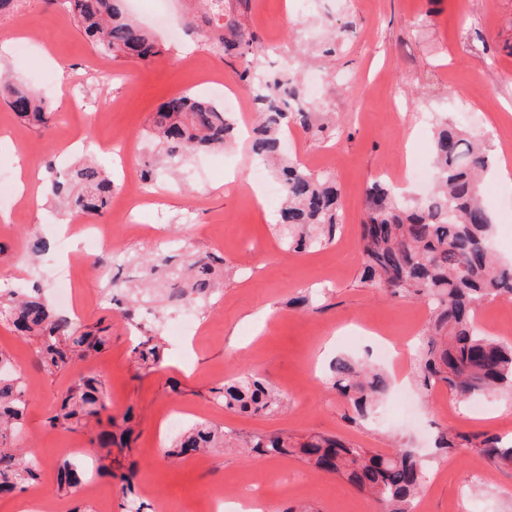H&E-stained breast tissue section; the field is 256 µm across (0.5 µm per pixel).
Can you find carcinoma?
Masks as SVG:
<instances>
[{
  "label": "carcinoma",
  "instance_id": "obj_1",
  "mask_svg": "<svg viewBox=\"0 0 512 512\" xmlns=\"http://www.w3.org/2000/svg\"><path fill=\"white\" fill-rule=\"evenodd\" d=\"M63 6L92 46L115 58L137 57L151 61L161 55L154 39L129 17L126 0H49ZM185 29L202 35L214 48L247 56L260 49L258 37L232 10L230 0H193L190 13L178 19ZM254 98L258 124L249 142L252 157L269 168L280 182V223L274 225L281 242L295 251H312L331 243L340 226V190L329 173H314L288 154L286 133L294 124L326 139L336 129L316 103L303 99V90L289 79L265 72L248 60L237 72ZM0 96L18 116L35 125L47 123L48 102L28 86L0 77ZM236 117L203 96L186 93L163 101L156 111L150 137L159 153L177 162L187 155L224 149L236 139ZM434 186L429 195L412 205L403 204L392 188L375 180L367 189V212L360 224L362 277L393 296H413L425 302L431 317L426 345L415 360L416 386L430 390L437 384L459 400L512 389V346L487 335L475 319L485 301L512 295V262L499 260L491 246L493 221L486 209L481 185L490 168L483 141L448 119L433 117ZM112 178L95 162L85 161L55 178L50 195L70 211L102 218L112 198ZM171 256L155 253L141 264L145 282L133 288L113 285V295L125 302L122 316L134 319L154 302V288L168 290L173 306L202 308L216 292L224 261L212 255L189 252L185 264L170 266ZM0 321L37 344L39 368L52 374L84 359L104 346L103 329L95 331L74 317L54 310L43 291L0 288ZM147 366L161 362L163 343L156 336L135 348ZM331 387L366 418L387 393L390 380L384 371L359 360L338 356L331 363ZM224 407L246 414H273L285 407L284 397L255 375L233 379L213 390ZM27 407L25 384L12 357L0 351V494L23 490L39 478L34 452L16 448ZM107 411L101 382L81 375L73 383L56 413L53 427L76 431L90 418ZM130 426L99 435V445L126 442ZM228 443L226 434L210 424L181 431L166 454L178 457ZM256 452L269 458L298 455L310 467L347 480L371 497L381 512H408L419 494L426 465L410 449L399 445L386 454L348 443L333 436H313L295 445L288 437H258ZM436 448L453 454L473 448L498 466L512 465V447L488 432H439ZM135 474L125 482L124 512H141L142 504L131 490ZM59 490L74 493L84 482V469L64 462L57 472Z\"/></svg>",
  "mask_w": 512,
  "mask_h": 512
}]
</instances>
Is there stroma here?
I'll use <instances>...</instances> for the list:
<instances>
[{"mask_svg": "<svg viewBox=\"0 0 512 512\" xmlns=\"http://www.w3.org/2000/svg\"><path fill=\"white\" fill-rule=\"evenodd\" d=\"M248 28L265 47L262 69L280 71L319 89L323 111L336 115V133L319 141L299 128L288 133L292 158L313 172L335 176L341 188L342 228L335 240L307 252L286 250L272 230L276 208L247 192L254 181L243 147L207 151L189 160L187 186L160 179L143 195L144 165L158 156L148 136L155 110L168 96L199 92L210 82L234 89L243 63L224 56L197 35L152 26L161 54L151 64L108 57L85 40L72 19L47 0H18L0 14V70L29 87L51 77L49 123L28 124L0 102V159L12 171L31 165L42 179L88 155L114 181L102 225L110 238L91 252L67 259L60 234L61 204L41 208L0 200V284L54 288V274L70 262L74 312L81 323L105 327L107 344L74 368L47 374L36 348L0 323V349L10 354L27 386L28 408L16 444L33 449L39 480L25 491L0 495V512L36 500L39 512H122L119 476L136 467L135 492L167 512H212L211 492L237 502L259 489L266 512H379L378 505L344 479L310 468L297 456L270 459L248 448L250 439L282 434L295 439L336 436L379 452L392 439L415 448L428 477L415 501L421 512H512V468L498 467L478 451L440 454L437 434L490 431L512 442V391L490 395L480 406L453 400L446 387L420 392L392 383L372 416L353 420L350 405L328 387L330 361L340 354L373 361L383 338L417 344L428 321L426 305L387 295L366 282L360 266L359 226L366 189L376 178L394 181L418 144L419 164H429L431 118L448 114L469 132H481L490 153L512 138V0H250ZM340 35L334 56L308 57L323 32ZM483 199L496 224L497 253L512 259V186L497 175L483 183ZM51 249L32 257L36 239ZM170 254L210 253L233 273L214 305L195 310L198 333L165 336V362L149 370L134 348L137 331L111 303L112 283L129 275L123 257L153 252L156 240ZM101 295L100 303L90 295ZM308 307H298L300 297ZM265 379L287 398L273 415L244 416L224 408L212 391L243 374ZM105 385L108 413L132 415L127 446L105 449L98 435L107 422L69 433L49 424L78 375ZM205 421L235 439L231 448L178 460L163 448L173 438V418ZM100 464L88 491L57 490L65 461Z\"/></svg>", "mask_w": 512, "mask_h": 512, "instance_id": "35a3bbf8", "label": "stroma"}]
</instances>
